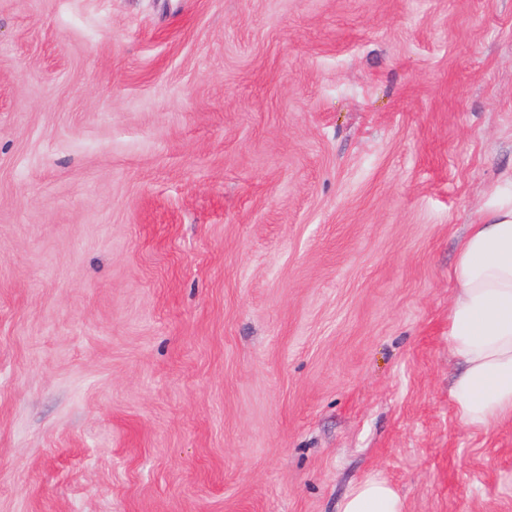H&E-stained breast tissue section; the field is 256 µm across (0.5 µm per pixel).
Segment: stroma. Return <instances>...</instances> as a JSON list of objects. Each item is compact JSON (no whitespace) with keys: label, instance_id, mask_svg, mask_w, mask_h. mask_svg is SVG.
<instances>
[{"label":"stroma","instance_id":"obj_1","mask_svg":"<svg viewBox=\"0 0 512 512\" xmlns=\"http://www.w3.org/2000/svg\"><path fill=\"white\" fill-rule=\"evenodd\" d=\"M512 181V0H0V512H512L448 391ZM404 500L385 480L368 478L355 484L343 498L339 512H405Z\"/></svg>","mask_w":512,"mask_h":512}]
</instances>
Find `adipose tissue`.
<instances>
[{
	"instance_id": "obj_1",
	"label": "adipose tissue",
	"mask_w": 512,
	"mask_h": 512,
	"mask_svg": "<svg viewBox=\"0 0 512 512\" xmlns=\"http://www.w3.org/2000/svg\"><path fill=\"white\" fill-rule=\"evenodd\" d=\"M448 347L461 369L449 396L473 431L512 420V185L493 189L469 225L450 272ZM340 512H406L385 480L368 478L345 495Z\"/></svg>"
}]
</instances>
